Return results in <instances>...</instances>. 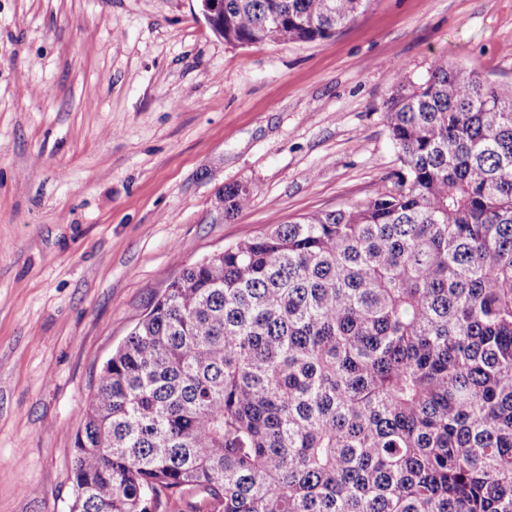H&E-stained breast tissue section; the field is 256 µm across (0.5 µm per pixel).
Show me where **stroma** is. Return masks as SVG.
I'll list each match as a JSON object with an SVG mask.
<instances>
[{
	"label": "stroma",
	"instance_id": "35a3bbf8",
	"mask_svg": "<svg viewBox=\"0 0 512 512\" xmlns=\"http://www.w3.org/2000/svg\"><path fill=\"white\" fill-rule=\"evenodd\" d=\"M512 82V0H371L333 36L233 46L200 0H0V512H70L96 378L183 268L363 201L398 167L396 77ZM248 186L224 214V189Z\"/></svg>",
	"mask_w": 512,
	"mask_h": 512
}]
</instances>
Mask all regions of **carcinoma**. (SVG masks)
Instances as JSON below:
<instances>
[{"instance_id":"carcinoma-1","label":"carcinoma","mask_w":512,"mask_h":512,"mask_svg":"<svg viewBox=\"0 0 512 512\" xmlns=\"http://www.w3.org/2000/svg\"><path fill=\"white\" fill-rule=\"evenodd\" d=\"M222 2L249 46L370 0ZM383 112L391 188L155 297L82 414L71 512H512V84L439 63Z\"/></svg>"}]
</instances>
